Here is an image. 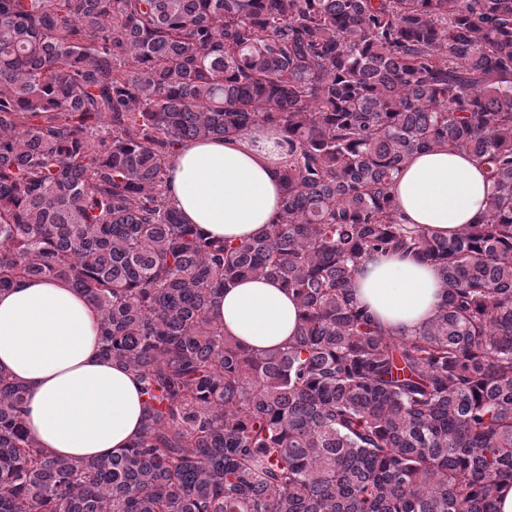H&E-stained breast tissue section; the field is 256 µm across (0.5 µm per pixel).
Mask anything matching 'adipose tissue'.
<instances>
[{"label": "adipose tissue", "mask_w": 512, "mask_h": 512, "mask_svg": "<svg viewBox=\"0 0 512 512\" xmlns=\"http://www.w3.org/2000/svg\"><path fill=\"white\" fill-rule=\"evenodd\" d=\"M288 150L287 134L265 122L233 140L184 143L169 162L168 199L206 236L259 235L280 214ZM393 191L400 223L442 237L481 221L493 195L475 158L445 148L410 157ZM353 290L360 307L404 337L429 323L444 298L433 262L392 253L364 263ZM210 312L225 335L256 352L286 345L300 314L291 294L262 277L225 290ZM97 320L64 281L25 280L0 292V369L25 386L27 427L40 447L58 455L117 453L142 428L139 382L103 355Z\"/></svg>", "instance_id": "adipose-tissue-1"}]
</instances>
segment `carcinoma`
I'll list each match as a JSON object with an SVG mask.
<instances>
[{
  "instance_id": "cac0c4a2",
  "label": "carcinoma",
  "mask_w": 512,
  "mask_h": 512,
  "mask_svg": "<svg viewBox=\"0 0 512 512\" xmlns=\"http://www.w3.org/2000/svg\"><path fill=\"white\" fill-rule=\"evenodd\" d=\"M288 134L282 208L211 240L166 198L176 148ZM482 162L452 238L397 220L415 153ZM440 268L435 318L392 336L359 264ZM244 276L301 310L253 353L210 314ZM68 282L139 378L118 454H52L0 371V512H498L512 485V0H0V290Z\"/></svg>"
}]
</instances>
